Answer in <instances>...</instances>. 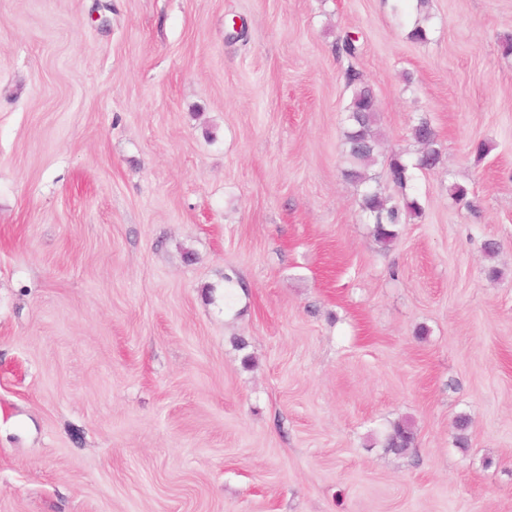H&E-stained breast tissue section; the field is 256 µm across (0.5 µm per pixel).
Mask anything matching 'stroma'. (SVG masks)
Instances as JSON below:
<instances>
[{
  "label": "stroma",
  "mask_w": 512,
  "mask_h": 512,
  "mask_svg": "<svg viewBox=\"0 0 512 512\" xmlns=\"http://www.w3.org/2000/svg\"><path fill=\"white\" fill-rule=\"evenodd\" d=\"M427 11L0 0V512H512V0ZM351 63L438 133L387 248ZM345 80L351 88L347 105L349 128L345 133L346 157L349 167L345 176L354 181H364V170L377 163V140L373 130L377 119L374 108V91L363 81L362 75L349 65ZM360 206L373 218V235L385 247L398 238L397 226L401 224L402 215L419 217L422 214L417 198H405L402 207L388 206L387 199L378 188L366 191L361 197ZM414 433L412 429L405 424L394 426L384 441L385 448H391L396 452H403L414 445Z\"/></svg>",
  "instance_id": "35a3bbf8"
}]
</instances>
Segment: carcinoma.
<instances>
[{"label":"carcinoma","instance_id":"1","mask_svg":"<svg viewBox=\"0 0 512 512\" xmlns=\"http://www.w3.org/2000/svg\"><path fill=\"white\" fill-rule=\"evenodd\" d=\"M429 20L430 16L426 14L416 21L408 33V38L415 43L427 42ZM345 80L351 88V98L346 108L349 128L345 133V146L349 167L345 170V176L354 181H362L365 179L364 170L375 165L378 158L377 140L373 130L377 119V110L373 103L374 91L352 65L345 71ZM413 138L422 146L416 163H410L401 155H392L386 162L389 181L401 188L411 181L412 170L433 168L440 155L437 134L429 121L422 120L414 126ZM360 206L373 218V235L385 247L398 238L397 226L401 224L402 216L418 217L422 214L418 199L406 198L403 206H390L377 188L362 195ZM414 441L412 429L405 424H398L385 438L384 447L403 452L413 447Z\"/></svg>","mask_w":512,"mask_h":512}]
</instances>
